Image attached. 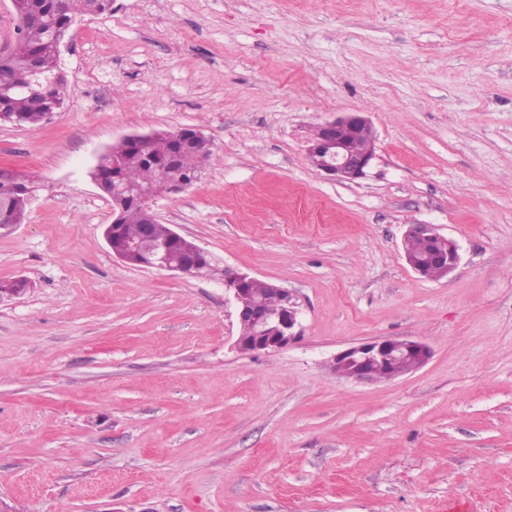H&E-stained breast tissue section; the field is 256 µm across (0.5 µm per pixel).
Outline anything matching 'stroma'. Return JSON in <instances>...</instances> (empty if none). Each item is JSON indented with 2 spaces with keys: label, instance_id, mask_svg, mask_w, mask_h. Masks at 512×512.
Returning <instances> with one entry per match:
<instances>
[{
  "label": "stroma",
  "instance_id": "35a3bbf8",
  "mask_svg": "<svg viewBox=\"0 0 512 512\" xmlns=\"http://www.w3.org/2000/svg\"><path fill=\"white\" fill-rule=\"evenodd\" d=\"M63 106L0 121V167L34 178L0 235V497L18 512H512V0H112L79 17ZM366 113L376 159L339 183L314 129ZM200 130L160 223L218 269L115 258L98 156ZM460 245L413 273L407 225ZM292 292L301 336L235 351L222 267ZM415 337L416 372L360 384L328 360ZM410 238L422 240L429 249L424 263H410V268L415 274L426 277L431 269H435L440 277H445L457 268L460 262L458 243L453 238L442 235L435 225L425 223L407 225L402 236V245Z\"/></svg>",
  "mask_w": 512,
  "mask_h": 512
}]
</instances>
